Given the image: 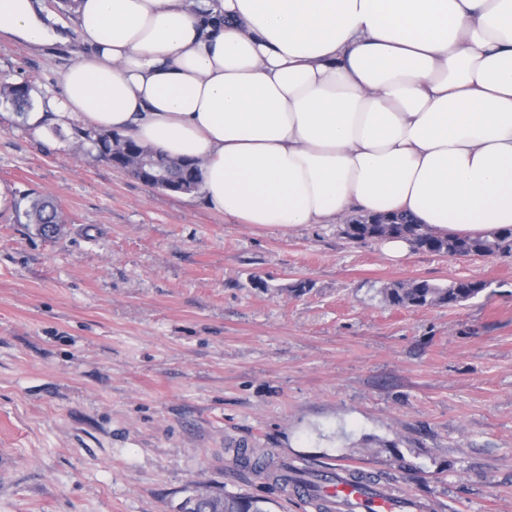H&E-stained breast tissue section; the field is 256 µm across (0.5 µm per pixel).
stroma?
Masks as SVG:
<instances>
[{"label":"stroma","instance_id":"1","mask_svg":"<svg viewBox=\"0 0 512 512\" xmlns=\"http://www.w3.org/2000/svg\"><path fill=\"white\" fill-rule=\"evenodd\" d=\"M80 50L0 31V82L41 106ZM92 147L79 120L36 130L0 105V512H179L197 485L315 512L245 453L512 512V254L397 264L338 224H237ZM26 196L58 203V236L19 218ZM458 278L488 287L456 307L380 293Z\"/></svg>","mask_w":512,"mask_h":512}]
</instances>
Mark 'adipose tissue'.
<instances>
[{
  "label": "adipose tissue",
  "mask_w": 512,
  "mask_h": 512,
  "mask_svg": "<svg viewBox=\"0 0 512 512\" xmlns=\"http://www.w3.org/2000/svg\"><path fill=\"white\" fill-rule=\"evenodd\" d=\"M89 51L33 125L83 120L199 161L238 224L406 216L512 228V0H75ZM33 0L0 31L59 40Z\"/></svg>",
  "instance_id": "1"
}]
</instances>
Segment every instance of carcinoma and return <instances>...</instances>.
I'll list each match as a JSON object with an SVG mask.
<instances>
[{
    "mask_svg": "<svg viewBox=\"0 0 512 512\" xmlns=\"http://www.w3.org/2000/svg\"><path fill=\"white\" fill-rule=\"evenodd\" d=\"M10 105L18 114L25 115L32 107L30 87L26 83H0V104ZM118 139L135 149L136 153H155L151 147L137 144L112 132H103L92 140L99 155L112 153V139ZM181 166L175 176L201 186L202 178L198 177V162L182 159ZM25 223L33 224L42 233H48L47 225L63 224L62 211L59 205L50 198L36 197L29 201L22 212ZM342 234L353 241L381 239L389 236H408L414 249L434 254H445L451 257L478 256L491 257L501 253L512 252V228L492 238L471 239L433 234L427 227L411 224L398 217L394 224H369L358 220L345 225ZM487 288V284L479 281L455 280L445 287L429 283L426 280H411L407 283H394L384 288L385 300L395 306L425 307L430 305L457 306L478 296ZM180 512H269L265 501L247 496L212 497L197 490L187 496L180 505Z\"/></svg>",
    "mask_w": 512,
    "mask_h": 512,
    "instance_id": "1",
    "label": "carcinoma"
}]
</instances>
